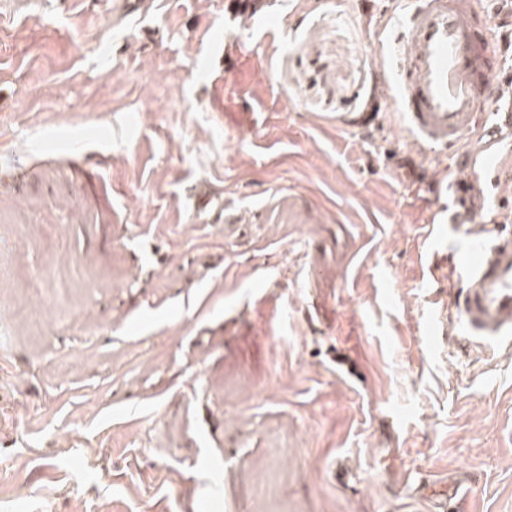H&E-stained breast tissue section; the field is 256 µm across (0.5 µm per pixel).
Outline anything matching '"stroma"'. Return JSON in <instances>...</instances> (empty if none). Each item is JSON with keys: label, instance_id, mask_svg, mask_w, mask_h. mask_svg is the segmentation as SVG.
<instances>
[{"label": "stroma", "instance_id": "35a3bbf8", "mask_svg": "<svg viewBox=\"0 0 512 512\" xmlns=\"http://www.w3.org/2000/svg\"><path fill=\"white\" fill-rule=\"evenodd\" d=\"M404 2L10 0L0 512H512V348L424 341L482 141L380 98ZM471 219L472 211L469 207L454 209L452 211L448 210V223L440 222L437 225H433L435 232L432 238V243L437 245L443 238V235L447 234V232L451 230L455 224H471ZM446 224H448V228Z\"/></svg>", "mask_w": 512, "mask_h": 512}]
</instances>
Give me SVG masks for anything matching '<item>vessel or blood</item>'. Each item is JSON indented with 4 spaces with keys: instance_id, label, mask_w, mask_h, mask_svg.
<instances>
[{
    "instance_id": "1",
    "label": "vessel or blood",
    "mask_w": 512,
    "mask_h": 512,
    "mask_svg": "<svg viewBox=\"0 0 512 512\" xmlns=\"http://www.w3.org/2000/svg\"><path fill=\"white\" fill-rule=\"evenodd\" d=\"M503 47L479 0H410L395 38L379 48L390 62L381 94L423 151L457 146L481 112L496 107L501 90L512 86L500 68ZM493 133L485 155L466 160L465 186L483 188L512 173L499 166L496 150L497 138L512 133L511 112L498 113ZM455 224L470 227L463 252L449 255L460 275L454 306L465 336L512 346V232L473 224L471 209L462 208L436 225L434 241Z\"/></svg>"
}]
</instances>
